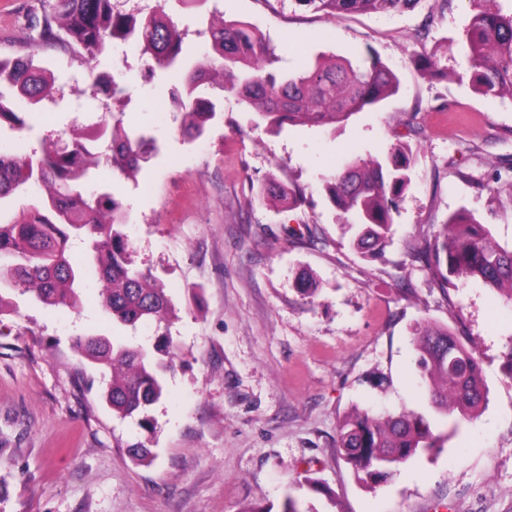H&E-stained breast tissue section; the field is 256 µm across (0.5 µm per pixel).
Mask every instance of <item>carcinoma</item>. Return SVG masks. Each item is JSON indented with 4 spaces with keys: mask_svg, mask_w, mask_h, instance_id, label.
<instances>
[{
    "mask_svg": "<svg viewBox=\"0 0 512 512\" xmlns=\"http://www.w3.org/2000/svg\"><path fill=\"white\" fill-rule=\"evenodd\" d=\"M42 20L32 25V45L61 41L96 58L106 41L131 40L151 61L145 74L160 69L176 76L171 103L181 112L179 133L190 143L224 117L221 92L237 93L247 108L273 130L297 123L336 125L379 105L400 86L396 73L378 56L335 57L305 62L281 72L280 57L261 34L241 21L207 22L212 53L197 61L184 49L185 32L164 8L136 20L117 0H40ZM327 14L398 12L417 0H299ZM461 43L467 48L469 81L476 93L512 104V14L504 16L472 0ZM421 70L436 77L447 72L433 54L415 58ZM53 80L35 64V54L0 58V131L33 130L20 108L50 96ZM158 138L148 129L127 127L123 113L105 107L92 135L75 136L71 147H50L38 158L0 154V315L27 296L47 306H72L76 287L93 272L99 303L112 321L133 329L152 325L155 341L132 345L117 337L85 335L74 340L91 364L111 371L105 399L123 417L149 423V410L162 396L163 376L176 358L168 327L173 303L147 271L133 267L131 243L122 232L130 213L106 188H92L95 172L107 166L137 182L143 163L159 153ZM415 154L411 144L396 142L383 155L352 157L326 182L333 204L344 214L350 244L366 257L382 253L392 236V213L412 183ZM303 191L271 179L259 199L302 200ZM88 244V261L73 264L69 243ZM437 286L450 278L474 279L512 304V248L501 246L487 225L461 210L439 225L424 249L413 254ZM464 356L448 353V343ZM415 368L431 407L451 419V432L479 416L488 400L482 357L447 326L419 322L414 327ZM448 434L433 432L414 411L372 414L356 411L339 425L336 444L356 479L371 485L422 453H439Z\"/></svg>",
    "mask_w": 512,
    "mask_h": 512,
    "instance_id": "1",
    "label": "carcinoma"
}]
</instances>
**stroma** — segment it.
I'll use <instances>...</instances> for the list:
<instances>
[{"mask_svg":"<svg viewBox=\"0 0 512 512\" xmlns=\"http://www.w3.org/2000/svg\"><path fill=\"white\" fill-rule=\"evenodd\" d=\"M195 57L210 50L202 17L251 23L274 45L280 67L325 56L376 54L399 92L341 127L298 124L269 131L233 92L224 119L185 144L168 81H145L135 44L115 42L87 61L64 43L32 47L39 0H0V56L35 53L55 93L28 118L34 129L0 133V147L41 155L95 123L105 100L97 73L132 95L124 122L147 127L160 153L131 183L104 167L129 210L134 266L151 270L176 306L177 348L165 391L140 428L102 398L107 380L74 339L112 333L97 286L85 281L77 309L17 298L0 317V512H280L287 496L307 512H512V304L480 282L435 285L414 249L466 209L512 247V104L474 92L460 44L469 0H418L393 14L327 15L298 0H204L198 12L168 5ZM438 54L447 78L418 71ZM417 144L413 182L393 215V238L373 259L352 249L325 181L351 156ZM301 187V203H265L268 178ZM492 182L493 191L479 190ZM316 292L303 296L302 276ZM445 325L482 356L488 403L443 451L401 465L373 487L359 483L336 448L356 407L427 411L415 375L412 330ZM383 373L381 388L364 377ZM145 443L151 463L135 462ZM323 485L317 493L303 477Z\"/></svg>","mask_w":512,"mask_h":512,"instance_id":"1","label":"stroma"}]
</instances>
